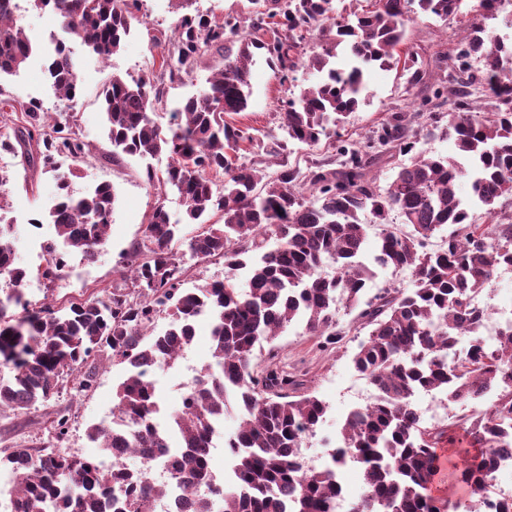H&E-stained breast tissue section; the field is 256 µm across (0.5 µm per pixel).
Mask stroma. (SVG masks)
I'll return each instance as SVG.
<instances>
[{
    "instance_id": "obj_1",
    "label": "stroma",
    "mask_w": 512,
    "mask_h": 512,
    "mask_svg": "<svg viewBox=\"0 0 512 512\" xmlns=\"http://www.w3.org/2000/svg\"><path fill=\"white\" fill-rule=\"evenodd\" d=\"M139 22L133 23L124 47L109 62H101L80 40L69 39L68 44L77 61L79 93L75 100L57 97L49 86L42 69L41 58H33L12 76L0 79V88L14 106L10 116L20 118L24 106L33 99H41L42 109L61 116H73V132L86 145L88 155L80 164L73 179L76 191L111 183L117 202L112 215L106 245L96 262L84 266L77 254H70L71 270L53 285L37 278L36 271L44 264L42 243L50 231L25 224L24 217L32 212H43L55 193L51 174L24 170L19 157L0 149V170L13 175L14 181L5 203V214L12 218L16 229V252L19 264L33 275V286L28 291L31 302H42L52 297L60 302L85 298L90 290L119 283L120 256L131 245L140 241L142 230L156 202H164L172 217L184 215L178 193L169 187H153L145 178L146 169L164 171L170 163L167 155L141 159L125 156L112 158V144L101 109L102 90L113 76L126 80L140 78L148 71L158 69L161 62L159 45L167 41L181 15L176 0H141ZM458 34L456 24L431 17L417 16L406 31L407 43L423 58L447 50L450 40ZM224 65V50L212 48L194 65L192 78L169 84L167 107L175 109L179 102L196 93L213 72ZM447 70L433 69L427 73L425 83L413 93H406V78L395 69L372 67L366 73L371 91L367 102L348 119L342 136L360 140L369 130L376 128L394 112H416L424 96L431 94L446 79ZM309 76L299 70L293 79L282 80L280 73L257 59L251 68L252 97L248 110L237 116V126L261 136H282L280 106L290 93L307 85ZM8 114L0 112V121ZM343 331L342 340L335 347L325 349L318 337L305 331L303 321L289 324L273 344H262L256 351L258 365L275 361L279 370L297 376L302 382L303 393H310L324 400L328 406L326 420L315 433L308 436L304 446L312 466H322L336 433L348 411L364 406L372 395V388L353 367L352 356L359 342L367 335L352 321L349 314L339 316ZM209 318H200L196 335L183 358L173 367L156 368L152 377L161 398L163 415H170L181 406V392L191 377L192 368L202 367L211 359ZM129 372L127 363L114 359L96 365V383L93 390L75 396L67 390L52 398L36 411L17 415L0 414V448H28L45 440V423L53 413L65 411L71 417V429L63 443L65 451L84 457L98 455L95 442L88 439V426L108 419L116 404V387Z\"/></svg>"
}]
</instances>
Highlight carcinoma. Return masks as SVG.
I'll return each instance as SVG.
<instances>
[{
    "instance_id": "1",
    "label": "carcinoma",
    "mask_w": 512,
    "mask_h": 512,
    "mask_svg": "<svg viewBox=\"0 0 512 512\" xmlns=\"http://www.w3.org/2000/svg\"><path fill=\"white\" fill-rule=\"evenodd\" d=\"M30 2L60 20L65 37L53 39L43 67L54 91L69 101L78 84L67 38L106 62L139 21V0ZM177 2L185 13L160 73L131 83L112 77L102 110L112 159L169 155L163 177L146 169L147 183L176 188L185 223L197 225L193 233L185 236L159 201L142 240L123 257L119 274L130 285L103 287L67 305L37 306L22 288L28 272L16 264L13 224L0 215V276L11 285L0 298V412L35 410L72 381L78 394L92 391L98 361L114 358L131 367L118 386L112 421L87 430L102 455H112L110 467L56 449L71 422L59 411L43 446L0 448V468L16 465L25 474L16 485H0V501L12 512H149L164 486L124 459L132 448L170 447L174 430L181 452L167 460L168 477L190 493L193 512H336L350 462L363 473V493L350 512H448L437 476L444 443L452 447L448 478L473 498L467 512H512V502L490 496L497 460L512 454V323L488 345L479 335L487 312L473 306L494 272L512 267V223L470 221L474 207L495 219L512 202V39L487 27L501 15L512 24V0H374L360 7L353 6L359 0L341 7L336 0H246L221 21L194 8L196 0ZM418 13L452 20L459 30L434 59L448 60L447 86L435 104L448 110L429 113V130L421 113L393 112L364 140L346 144L339 130L369 98V68L409 74L408 94L423 83L431 62L405 42ZM310 39L322 51L304 52ZM217 45L224 46V67L162 124L156 110L165 82L190 75ZM255 49L285 78L299 68L315 75L281 108L285 140L272 148L234 123L249 106ZM42 51L11 0H0V77ZM475 55L483 67H474ZM48 120L42 107L29 104L21 125L0 132V149L20 156L25 170L54 175L47 219L55 235L37 270L52 284L62 277L67 254L88 262L98 257L117 197L107 182L75 193V169L63 164L82 161L84 144ZM436 130L454 140L457 156L416 150L422 133ZM331 138L333 158L304 170L276 157L289 144L311 148ZM245 142L269 156L271 171L239 162ZM394 150L410 159L382 190L371 167ZM392 211L404 228L389 223ZM217 214L221 223H210ZM371 226L378 240L368 260ZM438 233L443 245L428 249ZM182 245L197 257L224 260L235 273L246 271L245 286L225 280L185 287ZM327 264L334 274L321 273ZM375 266L409 272L412 287L391 284L364 298ZM339 304L368 329L353 363L377 399L348 412L327 465L305 467L296 450L324 421L327 406L312 394L290 397L296 380L273 369L258 375L252 360L257 346L274 341L295 319L325 343H338ZM162 313L169 324L155 334L150 328ZM202 314L211 320L212 361L188 386L181 409L161 425L147 373L190 346ZM423 391L464 406L491 391L497 399L469 424L444 430L423 426L414 404ZM233 405L240 422L224 439L232 474L219 488L210 480L208 449Z\"/></svg>"
}]
</instances>
